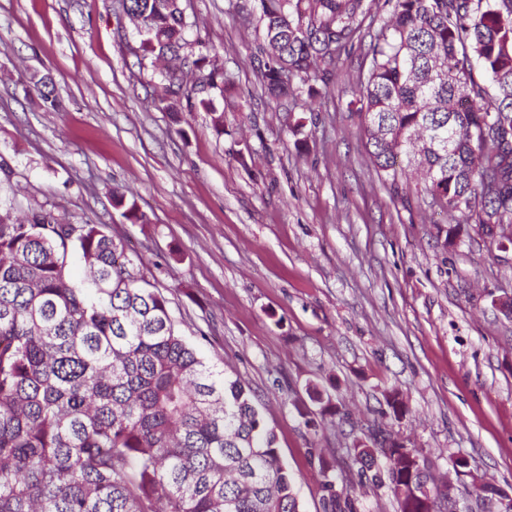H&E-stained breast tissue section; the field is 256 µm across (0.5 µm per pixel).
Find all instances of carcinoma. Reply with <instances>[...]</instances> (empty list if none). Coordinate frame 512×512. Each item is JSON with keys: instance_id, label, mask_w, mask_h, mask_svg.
Segmentation results:
<instances>
[{"instance_id": "cac0c4a2", "label": "carcinoma", "mask_w": 512, "mask_h": 512, "mask_svg": "<svg viewBox=\"0 0 512 512\" xmlns=\"http://www.w3.org/2000/svg\"><path fill=\"white\" fill-rule=\"evenodd\" d=\"M143 18L144 55L177 58L194 80L157 74L179 118L202 109L224 133L223 111L199 88L230 83L191 52L175 0H126ZM370 68L348 102L382 181L458 216L453 245L476 224L512 243V0H384ZM261 82L273 99L294 80L330 87L342 52L378 0H257ZM465 88L468 99L458 98ZM100 224L61 223L40 209L0 219V512H301L276 436L237 379L207 363L147 279L142 256ZM84 262L75 286L68 267ZM310 429L339 413L316 384ZM399 419L406 404L386 395ZM350 449L358 481L318 459L323 512H357L356 487L388 485L399 512H435L448 483L417 449L389 442ZM468 512L498 505L495 487L456 486Z\"/></svg>"}]
</instances>
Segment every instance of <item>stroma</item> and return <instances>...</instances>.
Here are the masks:
<instances>
[{
  "instance_id": "stroma-1",
  "label": "stroma",
  "mask_w": 512,
  "mask_h": 512,
  "mask_svg": "<svg viewBox=\"0 0 512 512\" xmlns=\"http://www.w3.org/2000/svg\"><path fill=\"white\" fill-rule=\"evenodd\" d=\"M190 40L235 85L173 119L154 60L115 0H0V217L51 210L102 224L143 256L179 329L255 394L295 478L302 512H323L318 444L337 471L376 424L454 458L512 494V247L444 243L448 213L383 185L345 102L367 70L370 31L343 52L329 91L276 101L258 78L254 0H182ZM52 79L61 102L42 107ZM124 194L146 216L114 206ZM324 387L340 415L318 430L299 407ZM408 406L381 417L387 391Z\"/></svg>"
}]
</instances>
